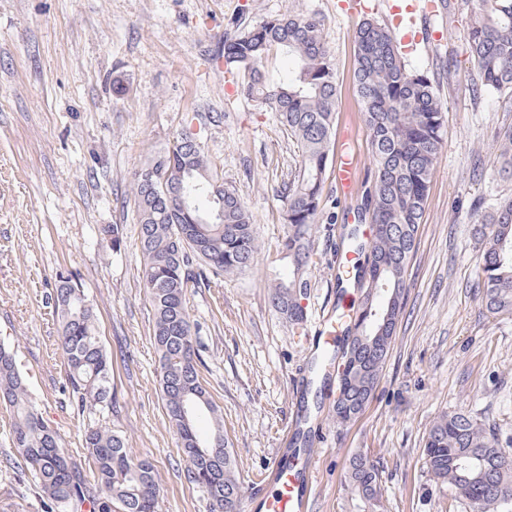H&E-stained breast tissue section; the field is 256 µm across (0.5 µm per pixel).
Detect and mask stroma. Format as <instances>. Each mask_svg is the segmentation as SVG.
<instances>
[{
	"mask_svg": "<svg viewBox=\"0 0 512 512\" xmlns=\"http://www.w3.org/2000/svg\"><path fill=\"white\" fill-rule=\"evenodd\" d=\"M0 0V343L10 347L45 421L88 466L82 437L93 421L122 434L160 479V512H210L184 476L178 435L164 409L153 311L131 187L134 174L180 132L197 138L257 227L252 267L189 293L200 374L224 418L244 501L271 495L268 465L309 423L312 512H351L353 453L378 468L386 512H472L423 467L424 437L442 413L463 410L496 424L512 448V316L481 302L474 206L512 194L499 172V129L512 126V95L475 98L463 33L465 0H441L428 25L441 31L406 51L444 106V144L409 269L404 316L373 397L343 424L332 402L306 390L311 352L269 302L288 270L281 244L284 192L299 148L273 113L245 98L214 57L227 36L270 16L318 14L338 82L336 133H352L361 172L372 167L353 83L354 36L365 16L393 24L392 6L426 0ZM121 225L113 251L102 229ZM340 227L319 218L307 310L336 304ZM82 285L112 358L116 408L80 410L67 384L48 296L59 274ZM12 420L0 409V512H49L23 464L13 463Z\"/></svg>",
	"mask_w": 512,
	"mask_h": 512,
	"instance_id": "1",
	"label": "stroma"
}]
</instances>
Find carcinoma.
<instances>
[{"mask_svg": "<svg viewBox=\"0 0 512 512\" xmlns=\"http://www.w3.org/2000/svg\"><path fill=\"white\" fill-rule=\"evenodd\" d=\"M469 23L464 38L480 88L512 93V0H466ZM277 47L297 61L288 76L275 80L264 61ZM224 61L241 74L240 92L275 113L301 149L297 178L288 184L283 220L288 230L282 252L288 274L271 285V304L288 320L293 334L306 332L302 305L313 263L311 237L323 210V173L334 151L337 82L322 20L315 14L268 17L224 40ZM354 84L369 132L373 168L355 208L333 214L342 223L340 243L359 256L354 287L365 294L366 258L383 265L376 294L397 293L398 324L406 306L407 272L416 252L429 187L443 147V104L430 79L407 67L391 30L366 20L356 34ZM500 172L512 177V127L501 129ZM188 133L178 134L135 175L132 186L144 258L142 279L153 310V340L159 353L160 386L169 422L175 427L185 477L203 488L211 512H242V487L236 458L224 439L221 412L199 374L195 325L187 294L208 288L226 273L251 268L257 253L255 225L235 190ZM474 208V235L484 242L479 258L482 300L492 315H512V196L496 200L492 211ZM362 224H379L365 240ZM60 328L67 382L83 406L112 410V358L96 330V313L70 276H59L50 296ZM363 299L350 308L345 335H356ZM394 332L384 331L376 353L347 342L331 361L355 358L340 376L333 412L352 420L369 400L386 366ZM194 401L212 415L209 439L223 455L220 474L203 459V441L179 410ZM12 413V447L42 493L58 512H158L160 484L153 465L134 457L126 439L100 423L85 427L83 448L91 461L93 486L65 454L61 438L44 420L20 373L13 352L0 345V407ZM433 481L459 496L473 512H507L512 505V448L500 446L496 433L470 412L441 414L431 425L422 452ZM348 483L360 512H382L380 474L363 454L349 460Z\"/></svg>", "mask_w": 512, "mask_h": 512, "instance_id": "obj_1", "label": "carcinoma"}]
</instances>
